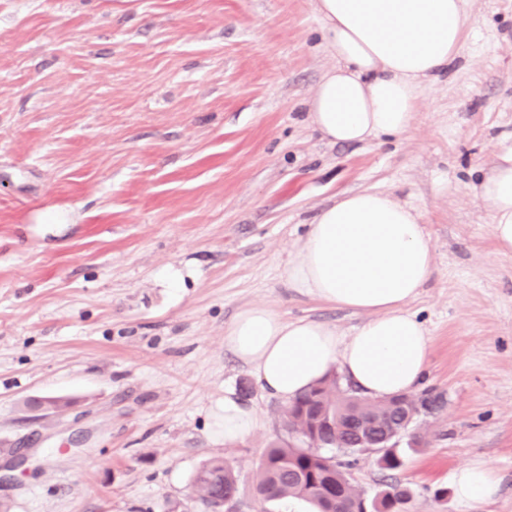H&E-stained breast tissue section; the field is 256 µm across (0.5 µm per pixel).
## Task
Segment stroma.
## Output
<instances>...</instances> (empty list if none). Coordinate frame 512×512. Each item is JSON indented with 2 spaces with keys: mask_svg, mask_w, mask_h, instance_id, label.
<instances>
[{
  "mask_svg": "<svg viewBox=\"0 0 512 512\" xmlns=\"http://www.w3.org/2000/svg\"><path fill=\"white\" fill-rule=\"evenodd\" d=\"M459 55L410 132L334 144L306 102L336 59L312 0H0V502L10 512H208L193 476L230 463L229 512L288 439L285 404L224 345L264 305L349 337L363 313L288 288L318 212L388 193L425 225L436 270L409 302L443 404L404 465L358 456L354 486L408 512H512V253L472 186L512 149V0H470ZM260 412L224 441V391ZM55 407L35 411L30 400ZM483 460L499 492L448 483ZM448 480L463 507L489 502L498 490L492 469L485 462L475 461L459 467L448 475Z\"/></svg>",
  "mask_w": 512,
  "mask_h": 512,
  "instance_id": "35a3bbf8",
  "label": "stroma"
}]
</instances>
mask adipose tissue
I'll use <instances>...</instances> for the list:
<instances>
[{"label": "adipose tissue", "instance_id": "ef3b65f1", "mask_svg": "<svg viewBox=\"0 0 512 512\" xmlns=\"http://www.w3.org/2000/svg\"><path fill=\"white\" fill-rule=\"evenodd\" d=\"M468 0H314L336 64L309 98L308 119L334 143L401 136L412 126L426 83L457 57ZM489 206L496 248L512 253V151L475 185ZM434 273L433 253L412 208L380 191H357L323 208L285 272L290 288L322 303L367 314L350 337L313 320H284L271 309H241L224 344L259 384L292 401L332 369L361 393L389 398L414 392L429 366L431 342L408 303ZM257 410L224 392V440L258 427ZM448 480L465 507L491 501V468L475 461Z\"/></svg>", "mask_w": 512, "mask_h": 512}]
</instances>
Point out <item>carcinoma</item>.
Returning a JSON list of instances; mask_svg holds the SVG:
<instances>
[{"label":"carcinoma","mask_w":512,"mask_h":512,"mask_svg":"<svg viewBox=\"0 0 512 512\" xmlns=\"http://www.w3.org/2000/svg\"><path fill=\"white\" fill-rule=\"evenodd\" d=\"M318 399L328 408L342 412L347 419L355 410L366 411L376 418L386 416L380 400L360 396L354 401L346 400V392L340 389L335 375L329 374L308 392L288 403L283 413L286 430L303 435L312 430L313 414L306 406ZM377 464L384 470L393 471L400 469L404 461L395 449L389 448L378 456ZM328 470L335 475V481L347 486L346 498L331 506L335 512H345L354 500L363 497V492L350 483L342 463L320 452L319 448L312 447L310 443L305 448H298L285 441L272 443L260 465L255 490L266 501L299 499L307 502L314 512H325L331 507L325 499L311 492L310 488L315 481H323V474ZM193 484L200 499L212 508L218 507L217 500L238 494V478L234 468L222 458L203 463L194 475ZM384 494L382 507L388 512H402L406 508L407 501L401 499L403 492L397 487H389Z\"/></svg>","instance_id":"carcinoma-1"}]
</instances>
